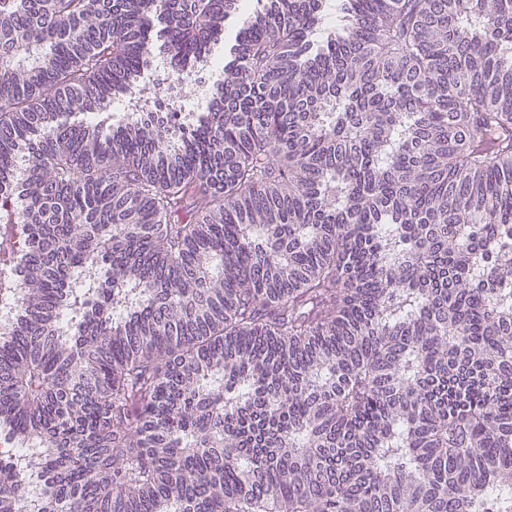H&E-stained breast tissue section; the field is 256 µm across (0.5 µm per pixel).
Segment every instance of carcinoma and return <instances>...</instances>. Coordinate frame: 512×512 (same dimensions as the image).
Returning a JSON list of instances; mask_svg holds the SVG:
<instances>
[{
	"instance_id": "1",
	"label": "carcinoma",
	"mask_w": 512,
	"mask_h": 512,
	"mask_svg": "<svg viewBox=\"0 0 512 512\" xmlns=\"http://www.w3.org/2000/svg\"><path fill=\"white\" fill-rule=\"evenodd\" d=\"M0 0V512H512V0ZM136 97L144 111L113 121ZM266 0H240L239 10L224 20V45L220 49L217 58L222 59L224 65L232 59V51L236 45L238 30L243 19V12L248 8V13L261 11Z\"/></svg>"
}]
</instances>
